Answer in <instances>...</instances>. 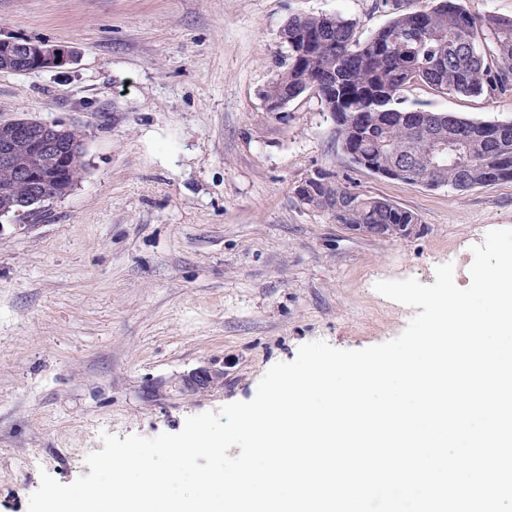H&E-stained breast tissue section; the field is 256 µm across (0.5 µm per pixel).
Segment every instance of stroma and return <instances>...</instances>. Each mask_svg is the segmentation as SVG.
<instances>
[{
  "instance_id": "stroma-1",
  "label": "stroma",
  "mask_w": 512,
  "mask_h": 512,
  "mask_svg": "<svg viewBox=\"0 0 512 512\" xmlns=\"http://www.w3.org/2000/svg\"><path fill=\"white\" fill-rule=\"evenodd\" d=\"M426 0H0V39L71 47L56 71H0V119L64 124L84 169L64 197L0 217V512H28L49 473L89 474L102 433L152 438L252 400L265 372L322 340L398 337L413 308L382 280L471 282L473 245L512 229V181L428 189L360 170L305 92L271 112L263 91L297 16L340 14L367 40ZM407 108L511 121L512 94L406 88ZM414 212L386 238L301 203L315 170ZM223 370L206 394L183 388ZM223 370L212 369L210 367L200 368L183 380V387L187 390L206 391L211 385L223 381Z\"/></svg>"
}]
</instances>
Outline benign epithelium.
Instances as JSON below:
<instances>
[{"instance_id": "1", "label": "benign epithelium", "mask_w": 512, "mask_h": 512, "mask_svg": "<svg viewBox=\"0 0 512 512\" xmlns=\"http://www.w3.org/2000/svg\"><path fill=\"white\" fill-rule=\"evenodd\" d=\"M73 51L66 46L33 41L0 40V70L17 73L57 70L69 65ZM68 132L65 125H47L32 119L0 120V170L26 186L27 192L12 199L11 206L0 210V216L29 212L44 202L47 188L56 182L55 161L62 138ZM430 165L447 162L448 139L444 133L431 132ZM62 163L75 168L82 163V142L69 139ZM224 379V371L200 368L183 380L187 390L205 391Z\"/></svg>"}]
</instances>
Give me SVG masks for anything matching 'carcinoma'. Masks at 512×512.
<instances>
[{
	"label": "carcinoma",
	"mask_w": 512,
	"mask_h": 512,
	"mask_svg": "<svg viewBox=\"0 0 512 512\" xmlns=\"http://www.w3.org/2000/svg\"><path fill=\"white\" fill-rule=\"evenodd\" d=\"M288 57L263 92L268 104H283L304 93L314 78L336 80L321 94L351 162L376 171L410 162V180H435L464 190L512 181V122L487 123L447 112L408 109L401 92L422 82L445 94L504 95L512 92V19L474 16L460 0H430L422 13H396L368 40L356 38L355 23L339 14L295 17L280 31ZM428 122L455 136L448 162L429 169ZM502 132L494 149H481L491 134ZM305 204L333 212L338 224L367 233L380 224L400 232L418 217L400 206L365 195L354 196L330 172L309 178Z\"/></svg>",
	"instance_id": "carcinoma-1"
}]
</instances>
